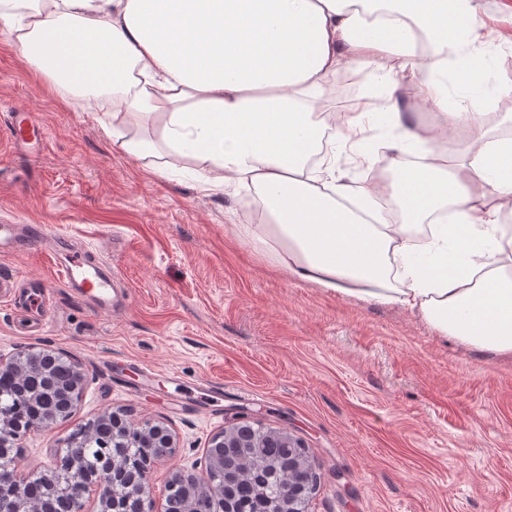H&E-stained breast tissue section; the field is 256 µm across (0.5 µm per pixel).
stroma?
Instances as JSON below:
<instances>
[{"label": "stroma", "instance_id": "35a3bbf8", "mask_svg": "<svg viewBox=\"0 0 512 512\" xmlns=\"http://www.w3.org/2000/svg\"><path fill=\"white\" fill-rule=\"evenodd\" d=\"M490 30L478 107L512 114V0H474ZM42 140L16 147L10 114ZM112 106L33 75L0 33V225L46 224L54 239L0 249V355H69L87 374L66 419L20 441L24 480L59 464L71 428L124 410L166 425L176 448L153 463L154 512L173 470L203 461L212 435L250 423L300 437L317 474L309 512H512V356L445 341L419 316L290 280L240 235L249 193L164 179L113 152ZM84 249L122 298L92 310L58 274ZM52 292L46 321L28 295Z\"/></svg>", "mask_w": 512, "mask_h": 512}]
</instances>
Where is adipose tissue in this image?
I'll use <instances>...</instances> for the list:
<instances>
[{
  "instance_id": "ef3b65f1",
  "label": "adipose tissue",
  "mask_w": 512,
  "mask_h": 512,
  "mask_svg": "<svg viewBox=\"0 0 512 512\" xmlns=\"http://www.w3.org/2000/svg\"><path fill=\"white\" fill-rule=\"evenodd\" d=\"M0 30L47 80L111 94L114 151L166 149L194 159L207 189L253 192L264 221L240 233L289 277L512 355V137L470 91L453 102L446 88L449 55L476 67L457 52L483 37L473 0H0ZM343 70L383 78L397 134L367 141L368 103L317 110ZM133 118L160 122V138L126 137ZM329 129L389 153L391 175L350 183L323 148ZM382 200L400 223L370 221Z\"/></svg>"
}]
</instances>
